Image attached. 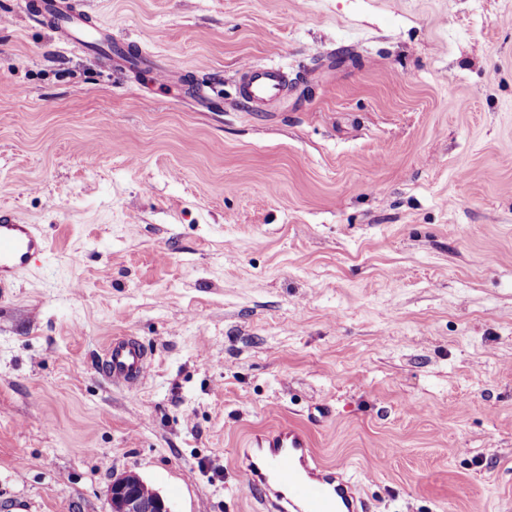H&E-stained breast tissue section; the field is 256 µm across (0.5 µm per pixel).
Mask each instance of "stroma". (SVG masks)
Segmentation results:
<instances>
[{
	"instance_id": "stroma-1",
	"label": "stroma",
	"mask_w": 512,
	"mask_h": 512,
	"mask_svg": "<svg viewBox=\"0 0 512 512\" xmlns=\"http://www.w3.org/2000/svg\"><path fill=\"white\" fill-rule=\"evenodd\" d=\"M0 0V205L48 244L0 288V512H266L292 423L367 512H512V0H73L172 73ZM288 73L247 104L242 64ZM138 339L137 387L102 349ZM102 375L112 385L133 388L149 373L152 362L147 351L127 336H113L104 346ZM142 486L147 485L136 473L114 476L108 490L106 512H170L158 491L151 489V494H145Z\"/></svg>"
}]
</instances>
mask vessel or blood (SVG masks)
<instances>
[{
  "label": "vessel or blood",
  "mask_w": 512,
  "mask_h": 512,
  "mask_svg": "<svg viewBox=\"0 0 512 512\" xmlns=\"http://www.w3.org/2000/svg\"><path fill=\"white\" fill-rule=\"evenodd\" d=\"M34 7L35 16L46 18L66 43L111 57L117 67L149 71L156 84L169 81L168 70L158 60L112 43L108 35L93 36L71 0H34ZM240 74L241 93L256 106L278 100L286 84L284 71L276 65L246 63ZM46 250L47 242L35 225L19 223L13 211L0 208V286L23 273L32 259ZM104 350L102 375L111 384L131 388L148 375L151 359L131 338L112 337ZM242 471L248 487L259 493L268 512H365L360 483L347 466L321 464L308 434L296 426L258 435Z\"/></svg>",
  "instance_id": "1"
}]
</instances>
